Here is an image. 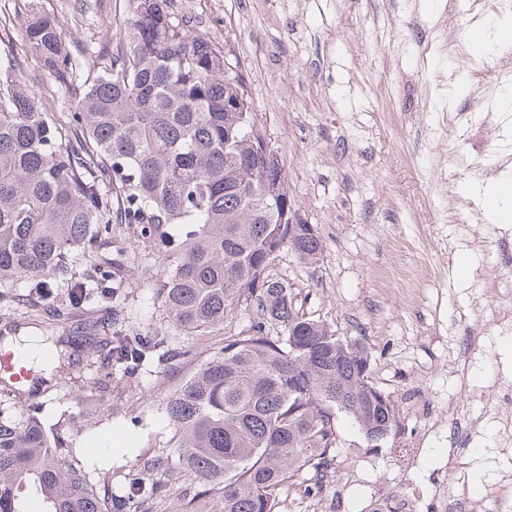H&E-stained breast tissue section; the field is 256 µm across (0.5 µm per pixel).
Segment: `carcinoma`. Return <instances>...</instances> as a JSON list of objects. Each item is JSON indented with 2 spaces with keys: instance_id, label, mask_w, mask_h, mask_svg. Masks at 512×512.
I'll return each instance as SVG.
<instances>
[{
  "instance_id": "cac0c4a2",
  "label": "carcinoma",
  "mask_w": 512,
  "mask_h": 512,
  "mask_svg": "<svg viewBox=\"0 0 512 512\" xmlns=\"http://www.w3.org/2000/svg\"><path fill=\"white\" fill-rule=\"evenodd\" d=\"M142 2L130 0L119 48L92 78L53 18L28 20L27 53L71 101L58 119L35 101L22 68L0 71V303L41 299L34 317L47 318L54 362L95 360L106 411L116 410L112 371L138 382L157 356H193L166 332H134L121 288L68 340L54 336L104 289L99 246L125 230L163 254V265L146 261L141 274L175 331L213 339L242 301L250 328L224 337L165 397L174 455H141L121 495L98 487L108 471L90 480L64 425L42 421L38 390L20 416L1 408L0 512H28L26 494L40 512H128L161 492L142 476L175 469L204 494L220 491L216 512H274L294 476H306L308 497L330 481L332 409H345L367 434L396 424L398 407L372 383L369 354L305 316L275 271L282 248L312 262L322 240L264 212L267 195L288 205V187L281 165L259 152L240 76L225 73L223 51L172 17L166 0Z\"/></svg>"
}]
</instances>
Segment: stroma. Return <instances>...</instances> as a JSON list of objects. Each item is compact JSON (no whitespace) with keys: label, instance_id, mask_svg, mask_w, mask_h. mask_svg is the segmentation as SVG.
<instances>
[{"label":"stroma","instance_id":"obj_1","mask_svg":"<svg viewBox=\"0 0 512 512\" xmlns=\"http://www.w3.org/2000/svg\"><path fill=\"white\" fill-rule=\"evenodd\" d=\"M171 16L207 33L241 72L252 120L277 153L295 222L313 225L323 251L303 264L281 250L276 271L298 304L337 336L372 355V381L399 407L397 423L370 440L350 414L336 412V476L330 489L305 497L287 482L276 512H375L381 497L406 498L417 512H440L450 483L481 497L512 459L503 455L495 408L498 387L512 384V329L500 325L503 303L484 292L497 278L498 243L512 223L484 214L481 191L448 147L481 148L498 162L495 179H512V104L494 97L500 139L481 144L451 119L476 90L484 66L512 56L491 51L456 61L448 39L467 43L473 28L512 29V15L493 16L485 0H167ZM54 18L84 67L96 65L124 29L127 0H0V65L26 72L39 105L68 111L64 90L27 54L22 32L31 15ZM460 81L448 82L449 70ZM470 270L459 275L457 262ZM114 287L125 289L130 322L142 335L163 331L164 311L136 265ZM195 363L163 369L150 363L147 390L132 396L112 376L116 413L87 417L80 402L94 392L87 373L68 389L44 395L49 422L65 420L78 454L120 437L127 453L99 468L113 488L127 485L140 455L167 446L172 430L160 406L224 344L186 336ZM481 426L466 443L448 432V411ZM217 494L169 477L136 512H215Z\"/></svg>","mask_w":512,"mask_h":512}]
</instances>
